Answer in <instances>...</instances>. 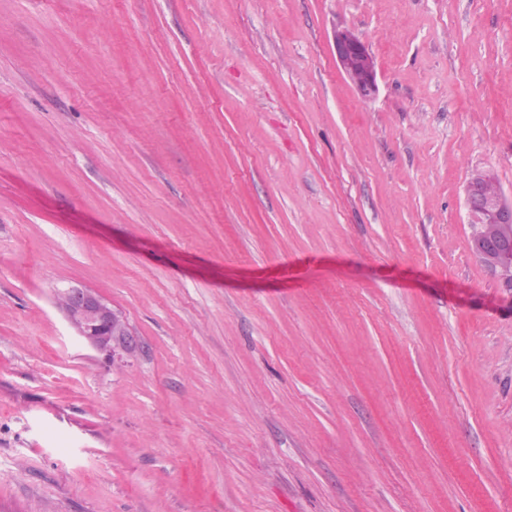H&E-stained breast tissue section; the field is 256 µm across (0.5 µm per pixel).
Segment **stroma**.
<instances>
[{"instance_id":"1","label":"stroma","mask_w":512,"mask_h":512,"mask_svg":"<svg viewBox=\"0 0 512 512\" xmlns=\"http://www.w3.org/2000/svg\"><path fill=\"white\" fill-rule=\"evenodd\" d=\"M484 169L512 0H0V512H512ZM334 47L340 71L363 99H374L378 93L376 65L364 41L350 30H336ZM53 303L75 335L112 365L113 373L124 371L139 355L140 349L129 343L135 335L127 317L95 292L71 286L56 288Z\"/></svg>"}]
</instances>
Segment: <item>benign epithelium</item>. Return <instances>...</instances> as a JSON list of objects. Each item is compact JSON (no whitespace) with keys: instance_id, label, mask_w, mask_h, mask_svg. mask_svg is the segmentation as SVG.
Segmentation results:
<instances>
[{"instance_id":"7a95c632","label":"benign epithelium","mask_w":512,"mask_h":512,"mask_svg":"<svg viewBox=\"0 0 512 512\" xmlns=\"http://www.w3.org/2000/svg\"><path fill=\"white\" fill-rule=\"evenodd\" d=\"M336 62L357 93L371 100L378 93L375 60L364 41L344 29L334 34ZM468 223L474 225L471 247L478 260L503 282L512 281V249L493 244V238L512 236V202L504 199L494 173L478 171L465 188ZM54 306L61 311L75 335L112 365L124 371L139 355L130 346L134 337L127 317L109 302L86 288L54 290Z\"/></svg>"}]
</instances>
